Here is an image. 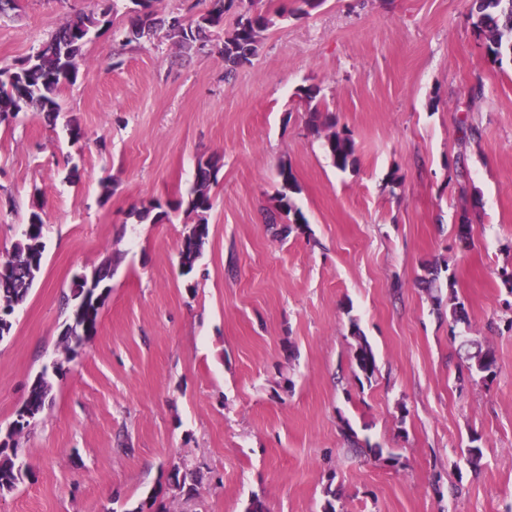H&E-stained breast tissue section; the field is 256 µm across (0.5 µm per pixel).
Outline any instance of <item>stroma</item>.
<instances>
[{"label": "stroma", "mask_w": 512, "mask_h": 512, "mask_svg": "<svg viewBox=\"0 0 512 512\" xmlns=\"http://www.w3.org/2000/svg\"><path fill=\"white\" fill-rule=\"evenodd\" d=\"M96 2L19 0L0 19V67ZM471 6L324 0L277 20L228 80L217 53L184 54L159 33L126 42L119 0L83 46L57 119L0 124V257L36 200L45 243L0 340V433L40 372L53 385L19 440L27 476L0 512H134L183 458L201 479L177 512H244L255 496L267 512H322L330 492L336 512H512V61L484 57ZM309 84L352 134L355 169L337 170L307 132ZM464 120L478 138L460 141ZM213 154L222 168L190 289L188 213L158 224L128 213L186 196ZM283 160L304 233L265 220ZM461 164L478 201L467 247L455 236ZM107 261L98 328L63 358L72 280ZM426 262L454 273L468 325L437 314L418 285ZM353 319L377 360L366 384L351 364ZM466 336L493 351V378L458 382ZM350 429L382 457L355 455Z\"/></svg>", "instance_id": "obj_1"}]
</instances>
